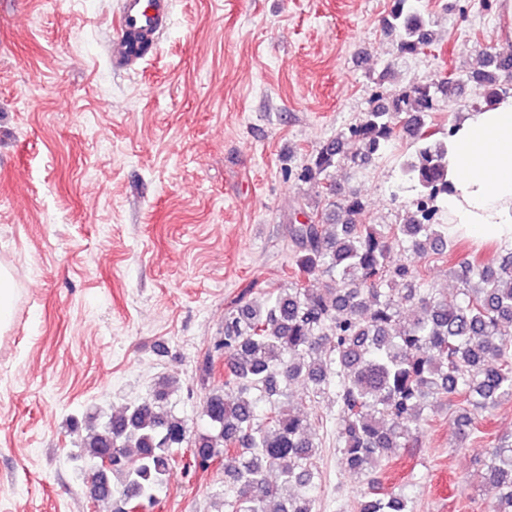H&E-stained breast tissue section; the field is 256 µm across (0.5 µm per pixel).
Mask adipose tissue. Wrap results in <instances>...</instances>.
Masks as SVG:
<instances>
[{
    "instance_id": "1",
    "label": "adipose tissue",
    "mask_w": 512,
    "mask_h": 512,
    "mask_svg": "<svg viewBox=\"0 0 512 512\" xmlns=\"http://www.w3.org/2000/svg\"><path fill=\"white\" fill-rule=\"evenodd\" d=\"M446 145L449 232L512 248V96L467 112Z\"/></svg>"
}]
</instances>
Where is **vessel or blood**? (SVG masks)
<instances>
[{
	"label": "vessel or blood",
	"mask_w": 512,
	"mask_h": 512,
	"mask_svg": "<svg viewBox=\"0 0 512 512\" xmlns=\"http://www.w3.org/2000/svg\"><path fill=\"white\" fill-rule=\"evenodd\" d=\"M173 0H118V35L113 38L111 48L124 58L126 66H134L136 57L127 55L128 37L142 35L151 41H159L167 29L172 13Z\"/></svg>",
	"instance_id": "1"
}]
</instances>
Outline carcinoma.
Masks as SVG:
<instances>
[{"instance_id": "1", "label": "carcinoma", "mask_w": 512, "mask_h": 512, "mask_svg": "<svg viewBox=\"0 0 512 512\" xmlns=\"http://www.w3.org/2000/svg\"><path fill=\"white\" fill-rule=\"evenodd\" d=\"M386 25L398 37L397 59L434 42L420 0H393ZM472 79L485 106L511 95L512 52L484 54ZM462 83L450 75L388 94L302 167L317 199L308 222L292 225L294 282L261 304L247 288L225 312L224 335L202 366L209 376L224 357V384L203 403L205 430L192 431L166 408L180 389L168 378L106 421L85 414L73 471L83 481L97 478V499L112 501V512L157 503L185 444L203 472L223 461L224 485L213 496L224 498L227 512H319V445L305 403L289 398L295 383L310 402L334 390L340 463L360 475L420 447L430 414L443 406L457 409L462 448L486 413L512 400V251L487 263L462 259L461 287L449 293L424 287L396 260L405 249L448 253V225L436 205L448 188L447 147L432 116L461 96ZM402 132L412 152L396 188L410 186L416 198L403 223L366 224L365 202L336 181V171L348 160L361 167L383 157ZM315 277L324 287H309ZM404 307L413 315L402 324ZM106 455L112 464L100 474ZM483 480L497 492L488 512H512L511 442L494 448ZM376 484L370 480L356 512H414L405 492L379 493Z\"/></svg>"}]
</instances>
